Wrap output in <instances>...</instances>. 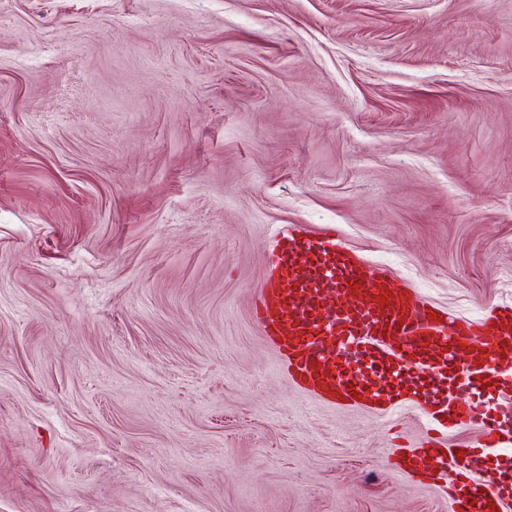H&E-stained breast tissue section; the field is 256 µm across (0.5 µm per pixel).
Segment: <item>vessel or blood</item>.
<instances>
[{
    "label": "vessel or blood",
    "mask_w": 512,
    "mask_h": 512,
    "mask_svg": "<svg viewBox=\"0 0 512 512\" xmlns=\"http://www.w3.org/2000/svg\"><path fill=\"white\" fill-rule=\"evenodd\" d=\"M255 320L290 383L319 402L389 417L411 410L442 433L396 448L387 467L441 487L450 512H512V484L486 461L512 446V305L472 322L431 305L390 273L366 272L335 229L281 225L257 292ZM388 369L409 395L373 384Z\"/></svg>",
    "instance_id": "b4317fda"
}]
</instances>
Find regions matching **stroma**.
<instances>
[{
    "label": "stroma",
    "instance_id": "obj_1",
    "mask_svg": "<svg viewBox=\"0 0 512 512\" xmlns=\"http://www.w3.org/2000/svg\"><path fill=\"white\" fill-rule=\"evenodd\" d=\"M282 224L512 303V0H0V512H449L288 383Z\"/></svg>",
    "mask_w": 512,
    "mask_h": 512
}]
</instances>
